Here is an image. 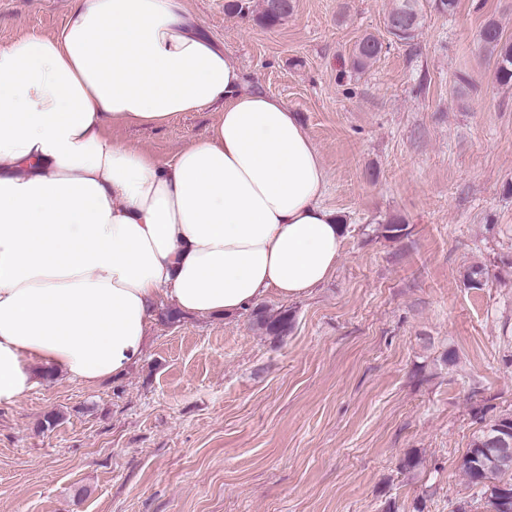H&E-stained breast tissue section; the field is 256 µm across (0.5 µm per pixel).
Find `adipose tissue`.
<instances>
[{"mask_svg":"<svg viewBox=\"0 0 512 512\" xmlns=\"http://www.w3.org/2000/svg\"><path fill=\"white\" fill-rule=\"evenodd\" d=\"M220 105L160 161L112 127ZM287 105L203 36L187 0H71L0 47V405L51 370L86 386L139 362L160 298L237 314L308 295L344 240Z\"/></svg>","mask_w":512,"mask_h":512,"instance_id":"1","label":"adipose tissue"}]
</instances>
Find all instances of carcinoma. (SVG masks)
Here are the masks:
<instances>
[{
  "mask_svg": "<svg viewBox=\"0 0 512 512\" xmlns=\"http://www.w3.org/2000/svg\"><path fill=\"white\" fill-rule=\"evenodd\" d=\"M293 11L290 0H262L258 21L274 26L288 18ZM421 0H395L387 21L394 25L389 33L399 41H410L421 25ZM480 42L496 57V80L502 84L512 82V41L503 38L500 26L487 22L479 33ZM382 51V44L367 36L357 45L352 66L362 70ZM259 323L276 336L288 333L290 318L280 313L274 318L260 317ZM504 436L507 443L498 445L492 438ZM460 469L478 494L488 499L498 512H512V416H502L484 426L473 436Z\"/></svg>",
  "mask_w": 512,
  "mask_h": 512,
  "instance_id": "cac0c4a2",
  "label": "carcinoma"
}]
</instances>
